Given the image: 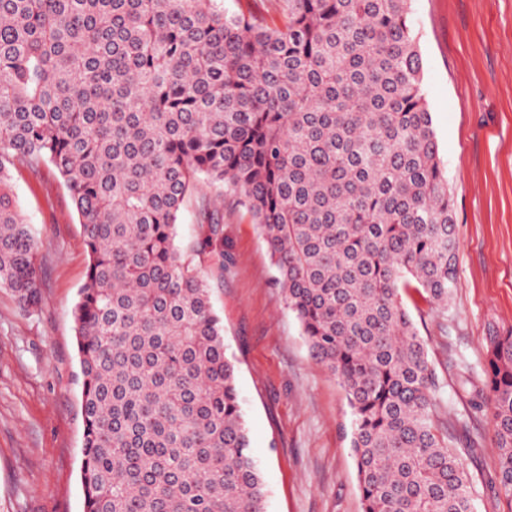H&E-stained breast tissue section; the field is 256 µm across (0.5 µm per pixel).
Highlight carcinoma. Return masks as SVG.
<instances>
[{
    "instance_id": "1",
    "label": "carcinoma",
    "mask_w": 512,
    "mask_h": 512,
    "mask_svg": "<svg viewBox=\"0 0 512 512\" xmlns=\"http://www.w3.org/2000/svg\"><path fill=\"white\" fill-rule=\"evenodd\" d=\"M0 0V288L40 301V243L12 197L51 167L82 224L73 310L84 512H267L213 309L230 191L311 356L351 411L362 512H473L439 380L404 297L448 314L455 203L411 0ZM196 201L191 253L175 239ZM480 406L512 507V330L488 336ZM275 8V2L270 0H224V10L228 12L259 10L266 15L268 20L277 17Z\"/></svg>"
}]
</instances>
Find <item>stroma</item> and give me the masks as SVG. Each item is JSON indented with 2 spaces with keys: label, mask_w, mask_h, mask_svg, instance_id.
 <instances>
[{
  "label": "stroma",
  "mask_w": 512,
  "mask_h": 512,
  "mask_svg": "<svg viewBox=\"0 0 512 512\" xmlns=\"http://www.w3.org/2000/svg\"><path fill=\"white\" fill-rule=\"evenodd\" d=\"M424 85L454 194L458 280L447 317L407 305L443 385L450 446L476 479L474 512H512L487 482L497 464L486 409L473 408L490 330L512 329V0H413ZM41 249V303L24 313L0 288V512H82V375L72 318L85 280L83 228L49 167L12 172ZM224 253L212 285L224 347L268 512H362L350 410L286 309L250 214L224 199Z\"/></svg>",
  "instance_id": "1"
}]
</instances>
